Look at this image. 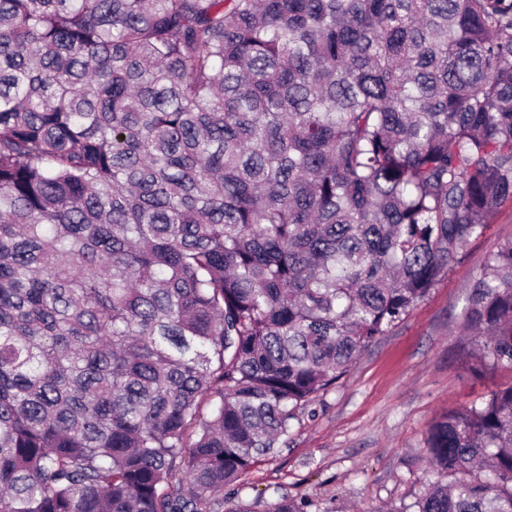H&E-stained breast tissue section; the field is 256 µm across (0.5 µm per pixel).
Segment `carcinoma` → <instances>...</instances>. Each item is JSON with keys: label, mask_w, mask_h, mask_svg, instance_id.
I'll use <instances>...</instances> for the list:
<instances>
[{"label": "carcinoma", "mask_w": 512, "mask_h": 512, "mask_svg": "<svg viewBox=\"0 0 512 512\" xmlns=\"http://www.w3.org/2000/svg\"><path fill=\"white\" fill-rule=\"evenodd\" d=\"M508 201L512 0H0V512H214ZM427 450L512 512V384Z\"/></svg>", "instance_id": "obj_1"}]
</instances>
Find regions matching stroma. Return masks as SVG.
I'll use <instances>...</instances> for the list:
<instances>
[{"instance_id":"35a3bbf8","label":"stroma","mask_w":512,"mask_h":512,"mask_svg":"<svg viewBox=\"0 0 512 512\" xmlns=\"http://www.w3.org/2000/svg\"><path fill=\"white\" fill-rule=\"evenodd\" d=\"M512 239V202L493 215L448 273L294 420L287 446L243 479L240 501L262 512L280 495L310 512H369L411 503L437 474L426 459L432 423L470 405L512 371L475 374L456 358L467 287L489 252Z\"/></svg>"}]
</instances>
